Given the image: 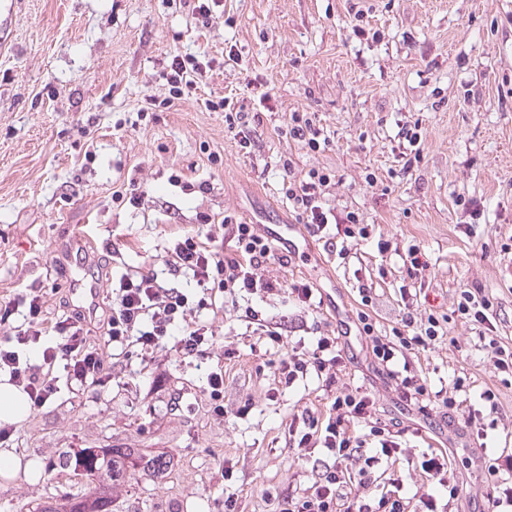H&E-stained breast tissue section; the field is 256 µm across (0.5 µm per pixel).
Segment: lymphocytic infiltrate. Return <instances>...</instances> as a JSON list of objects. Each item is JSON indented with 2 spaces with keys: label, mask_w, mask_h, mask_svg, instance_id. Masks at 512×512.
Returning a JSON list of instances; mask_svg holds the SVG:
<instances>
[{
  "label": "lymphocytic infiltrate",
  "mask_w": 512,
  "mask_h": 512,
  "mask_svg": "<svg viewBox=\"0 0 512 512\" xmlns=\"http://www.w3.org/2000/svg\"><path fill=\"white\" fill-rule=\"evenodd\" d=\"M209 67L203 58L174 56L166 73L172 98L194 88ZM282 171L284 194L297 223L323 239L343 263L358 260V245L374 238L373 231L355 212L325 208L331 173L312 169L299 179L288 159ZM196 221L206 227L205 236H173L161 265H127L117 248L93 261L99 271L122 270L112 282L111 301L99 323L78 312L49 317L46 288L32 284L15 292L0 305V325L10 328L0 341V371L8 372L39 408L57 392L58 365L69 380L96 388L112 379V355L145 362L156 349L168 347L185 359L207 358L216 338L214 323L223 320L227 303L240 302L241 321L278 351L266 362L278 385L290 388L312 379L331 391L326 414L305 409L288 418L285 445L297 460L311 465L312 477L299 490L278 495L277 512H450L464 488L454 452L431 446L421 462H414L400 440L397 421L383 418L365 385L345 383L351 362L341 342L345 332L323 331L316 320L318 288L306 279L285 284L265 276L270 261L288 267L292 251L254 224H218L206 212L198 213ZM166 269L191 275L198 294L169 286L162 276ZM356 291L360 308L353 325L366 345L367 370L389 387L396 406L422 421L441 413L459 426L468 443L479 445L481 456L467 457L466 463H482L486 471L481 512H512V453L497 455L489 447L487 416L499 411L497 393L485 389L478 404H469L465 377L454 376L448 386L435 389L415 365L420 352L446 335L450 318L417 312L413 293L404 288L394 326L382 330L377 326L379 295L362 281ZM279 294L298 312L313 315L311 342L285 347L278 324L252 305ZM453 316L476 330L493 375L512 378V344L499 334L493 296L482 288L460 289ZM98 328L105 337L101 344L92 339Z\"/></svg>",
  "instance_id": "1"
}]
</instances>
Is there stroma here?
Instances as JSON below:
<instances>
[{"instance_id":"obj_1","label":"stroma","mask_w":512,"mask_h":512,"mask_svg":"<svg viewBox=\"0 0 512 512\" xmlns=\"http://www.w3.org/2000/svg\"><path fill=\"white\" fill-rule=\"evenodd\" d=\"M222 17L195 19L182 0H0V299L39 283L68 300L88 267L68 251L119 247L129 265L160 260L171 232L216 223L291 224L283 158L296 177L331 171L325 203L378 225L394 243L425 252L420 310L451 313L460 289L486 288L499 331L512 336V0H223ZM212 68L192 95L163 106L175 55ZM268 100H261V93ZM237 100L251 120L250 153L205 99ZM315 113L330 136L311 151L281 137L292 112ZM422 133L420 160L404 167L402 128ZM374 172L375 188L363 184ZM183 185H173L172 176ZM141 194L139 206L116 193ZM477 200L472 212L460 198ZM301 244L282 281H313L324 324L357 308L352 267L321 244ZM362 264L385 301L412 280L396 255L362 243ZM203 361L162 348L148 364L119 360L102 388L60 380L59 391L19 423L18 455L44 464L42 479L0 480V512L94 490L97 480L47 469L50 458L125 446L170 456L164 477L131 475L115 512H275L267 491L311 476L285 448L289 414L320 410L317 382L275 390L257 367L266 346L228 311ZM469 325L421 353L433 387L466 373L479 394L498 387L494 451L512 449V385L496 384ZM224 367V414L205 395L207 368ZM250 410H243L244 401Z\"/></svg>"}]
</instances>
